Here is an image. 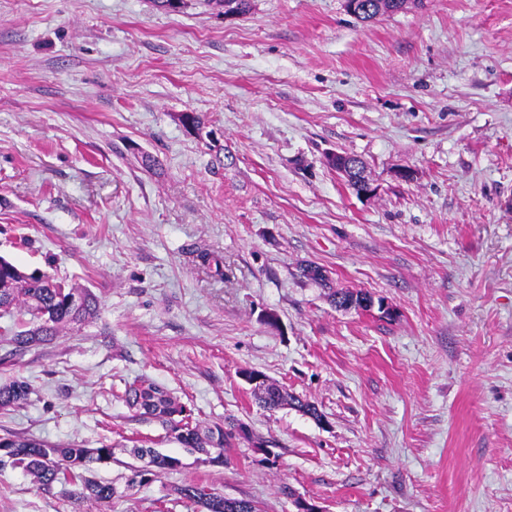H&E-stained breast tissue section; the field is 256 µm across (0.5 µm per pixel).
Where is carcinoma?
I'll use <instances>...</instances> for the list:
<instances>
[{
	"label": "carcinoma",
	"instance_id": "cac0c4a2",
	"mask_svg": "<svg viewBox=\"0 0 512 512\" xmlns=\"http://www.w3.org/2000/svg\"><path fill=\"white\" fill-rule=\"evenodd\" d=\"M224 8L226 14H244L250 10L251 0H206ZM364 10L357 18L369 21L378 15L399 11L402 0H362ZM344 163L357 169L347 176L348 186L356 193L365 188L364 165L353 156H343ZM370 301L367 294L341 291L334 294V303L340 308L362 306ZM18 310L23 320L22 329L12 330L3 342L12 346L14 352L47 342L66 327L92 320L98 316L99 297L88 288L68 286L62 281L38 269L25 271L7 259L0 257V311L11 313ZM248 379L256 378L252 385L258 403L267 409L284 405L320 421L322 414L315 404L289 395L279 385L268 381L258 372L244 370ZM31 394L29 383L12 379L0 384V409L25 403ZM121 399L142 416L157 418L165 425L167 433L186 448H197L204 452L214 450L212 461L224 462V449L237 435L246 432L245 426L236 423L225 428L219 423L204 427L188 421L187 408L170 395L163 387L149 381H135L126 386ZM132 454L145 462L133 469L127 488L140 484L148 477L180 466L174 457L162 454L154 448L134 447ZM112 458V447L86 448L71 443L54 445L18 434L0 437V466L20 468L33 482L43 488L57 483L70 484L74 489L70 497L86 502L96 508L112 503L118 496L117 488L109 483L87 476L92 464ZM178 494L193 501L200 512H261L257 502L251 499L227 498L201 484H188L176 488Z\"/></svg>",
	"mask_w": 512,
	"mask_h": 512
}]
</instances>
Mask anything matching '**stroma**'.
Wrapping results in <instances>:
<instances>
[{
  "label": "stroma",
  "mask_w": 512,
  "mask_h": 512,
  "mask_svg": "<svg viewBox=\"0 0 512 512\" xmlns=\"http://www.w3.org/2000/svg\"><path fill=\"white\" fill-rule=\"evenodd\" d=\"M0 256L101 301L0 342V382L32 388L0 436L112 446V512H197L192 482L262 512H512V0L369 23L345 0H0ZM245 369L322 421L260 407ZM137 380L248 438L183 447L122 401ZM136 446L181 465L127 489ZM0 512L95 510L6 468Z\"/></svg>",
  "instance_id": "stroma-1"
}]
</instances>
